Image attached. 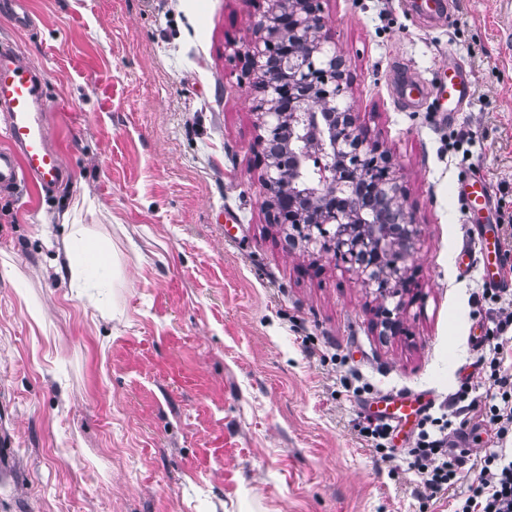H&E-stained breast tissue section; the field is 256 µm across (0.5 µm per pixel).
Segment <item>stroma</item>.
I'll use <instances>...</instances> for the list:
<instances>
[{"mask_svg": "<svg viewBox=\"0 0 512 512\" xmlns=\"http://www.w3.org/2000/svg\"><path fill=\"white\" fill-rule=\"evenodd\" d=\"M453 2L426 28L408 0H318L416 221L399 303L269 221L244 57L264 0H32L27 31L0 19L72 172L0 193V512H451L475 456L432 496L404 454L418 415L391 462L362 429L374 397L421 394L437 417L464 388L469 447L496 442L479 358L498 301L454 257L512 232V0ZM451 61L473 73L453 121L398 104L395 71ZM474 174L492 196L475 224L455 194ZM66 214L104 248L106 307L52 267Z\"/></svg>", "mask_w": 512, "mask_h": 512, "instance_id": "35a3bbf8", "label": "stroma"}]
</instances>
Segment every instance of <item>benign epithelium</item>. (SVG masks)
<instances>
[{"label":"benign epithelium","mask_w":512,"mask_h":512,"mask_svg":"<svg viewBox=\"0 0 512 512\" xmlns=\"http://www.w3.org/2000/svg\"><path fill=\"white\" fill-rule=\"evenodd\" d=\"M247 53L273 223L331 251L384 301L407 285L401 247L413 219L388 155L370 143L345 98V62L323 33L317 0H267Z\"/></svg>","instance_id":"7a95c632"}]
</instances>
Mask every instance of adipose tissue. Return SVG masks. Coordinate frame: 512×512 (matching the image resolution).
<instances>
[{"mask_svg":"<svg viewBox=\"0 0 512 512\" xmlns=\"http://www.w3.org/2000/svg\"><path fill=\"white\" fill-rule=\"evenodd\" d=\"M49 246L54 249L57 269L65 273L72 292L78 294L86 288L102 286L106 266L96 258L84 225H69L67 233L50 241Z\"/></svg>","mask_w":512,"mask_h":512,"instance_id":"ef3b65f1","label":"adipose tissue"}]
</instances>
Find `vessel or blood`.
<instances>
[{"mask_svg":"<svg viewBox=\"0 0 512 512\" xmlns=\"http://www.w3.org/2000/svg\"><path fill=\"white\" fill-rule=\"evenodd\" d=\"M417 15L426 24H433L440 17L451 14L450 0H418ZM472 79L469 71L456 65L438 69L433 79L432 91L436 109L456 114L469 100ZM397 99L407 109L415 108L423 97V85L406 73L395 78ZM45 100L40 76L28 68L15 50L0 47V114L7 126L8 147L0 148V190L21 181H29L40 190L48 191L66 181L69 170L59 147L54 146L43 119ZM459 197L467 210L480 214L489 202V188L482 178L464 183ZM482 259L492 260L494 272L486 273L485 288L502 291L512 289V284L497 278L496 269L512 265V249L506 248L501 239L481 238ZM380 418L399 420L401 414L413 404L411 395H382L379 399Z\"/></svg>","mask_w":512,"mask_h":512,"instance_id":"1","label":"vessel or blood"}]
</instances>
